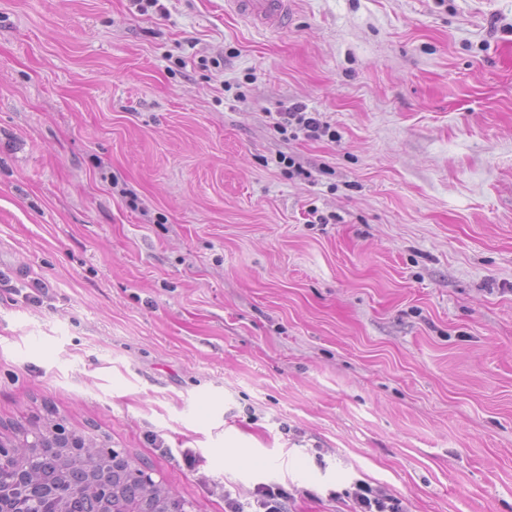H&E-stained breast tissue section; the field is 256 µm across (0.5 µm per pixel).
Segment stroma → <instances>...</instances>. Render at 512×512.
I'll list each match as a JSON object with an SVG mask.
<instances>
[{"instance_id":"stroma-1","label":"stroma","mask_w":512,"mask_h":512,"mask_svg":"<svg viewBox=\"0 0 512 512\" xmlns=\"http://www.w3.org/2000/svg\"><path fill=\"white\" fill-rule=\"evenodd\" d=\"M163 4L0 0V424L191 512H512V0ZM292 0H225L224 11L231 12L249 25L277 33L293 20ZM308 112L302 104H292L285 110L277 112L278 118L274 122V128L281 134H285L289 128L303 132L308 138H318L329 133L330 127ZM346 495L351 500V512H406L402 499L385 494L363 481L356 483L354 491ZM288 491L281 486L263 485L258 487L252 495V501L242 503L239 499L231 497L228 493L225 505L230 512H245V507L255 508L252 512H287L286 503L289 499Z\"/></svg>"}]
</instances>
